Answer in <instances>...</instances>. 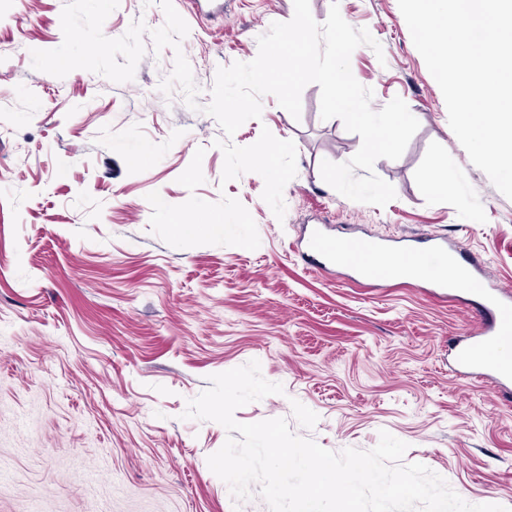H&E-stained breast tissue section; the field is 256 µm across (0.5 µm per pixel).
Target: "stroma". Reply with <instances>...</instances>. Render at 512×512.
<instances>
[{"mask_svg": "<svg viewBox=\"0 0 512 512\" xmlns=\"http://www.w3.org/2000/svg\"><path fill=\"white\" fill-rule=\"evenodd\" d=\"M334 1L382 46L350 59L372 109L402 98L419 128L399 159L375 163L396 191L380 208L323 181L321 161H348L361 139L322 119L318 85L303 89L297 119L262 96L261 118L232 141L252 145L266 128L295 142L280 221L259 174L223 181L224 133L203 108L218 68L253 60L293 0H201L195 11L172 0L189 33L159 51L161 6L120 0L104 34L136 19L149 30L124 83L35 70L33 51L62 43L67 0H0V512H269L256 494L235 503L209 469L226 429L182 417L209 376L252 360L284 392L237 421L283 418L335 452L372 449L385 430L407 443L405 462L468 503L512 510V392L448 371L449 347L479 327L475 300L397 277L365 286L296 249L312 224L420 250L438 235L512 288V199L452 132L398 0H309L317 23ZM179 51L195 109L159 89ZM442 178L447 190L434 191ZM181 224L209 230L185 236Z\"/></svg>", "mask_w": 512, "mask_h": 512, "instance_id": "stroma-1", "label": "stroma"}]
</instances>
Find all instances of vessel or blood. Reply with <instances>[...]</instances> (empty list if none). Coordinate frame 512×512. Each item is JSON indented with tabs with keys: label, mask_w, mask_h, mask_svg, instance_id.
I'll return each instance as SVG.
<instances>
[{
	"label": "vessel or blood",
	"mask_w": 512,
	"mask_h": 512,
	"mask_svg": "<svg viewBox=\"0 0 512 512\" xmlns=\"http://www.w3.org/2000/svg\"><path fill=\"white\" fill-rule=\"evenodd\" d=\"M306 250L323 263L349 268L359 279L375 284L389 276L392 265L405 255H412L417 266L441 269L458 248L446 238L435 237L427 250L411 252L395 243L380 247L368 238L339 241L316 228L306 241ZM459 285L478 298L482 319L478 335L456 348L453 371L511 382L512 356L501 353L500 347L512 340V292L494 285L487 277L472 273L463 274Z\"/></svg>",
	"instance_id": "b4317fda"
}]
</instances>
